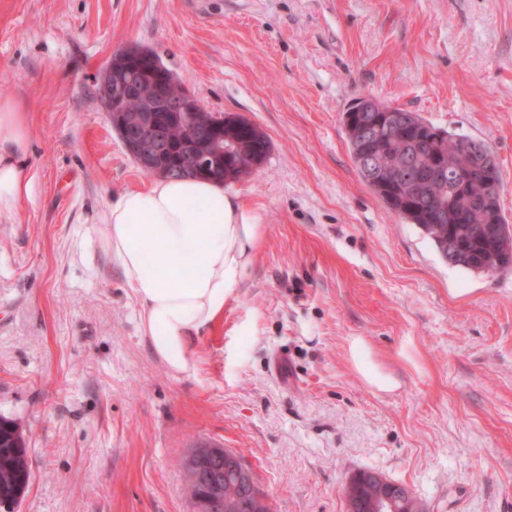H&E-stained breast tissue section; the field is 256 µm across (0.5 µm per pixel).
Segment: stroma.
<instances>
[{"label":"stroma","instance_id":"35a3bbf8","mask_svg":"<svg viewBox=\"0 0 512 512\" xmlns=\"http://www.w3.org/2000/svg\"><path fill=\"white\" fill-rule=\"evenodd\" d=\"M133 45L271 142L224 186L260 235L188 375L154 355L104 239L112 198L150 182L97 96ZM366 96L487 142L512 223V0H0V100L29 113L33 176L0 215L15 512H191L179 461L200 443L241 454L273 512H348L359 471L427 512H512V270L449 265L362 181L343 114ZM26 442L18 426L0 419V503L21 499L29 482Z\"/></svg>","mask_w":512,"mask_h":512}]
</instances>
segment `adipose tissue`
Instances as JSON below:
<instances>
[{
	"label": "adipose tissue",
	"instance_id": "adipose-tissue-1",
	"mask_svg": "<svg viewBox=\"0 0 512 512\" xmlns=\"http://www.w3.org/2000/svg\"><path fill=\"white\" fill-rule=\"evenodd\" d=\"M31 171L27 112L2 99L0 214L21 205ZM104 221L105 241L141 304L154 354L171 372H191L189 339L223 314L253 260L256 214L220 184L158 178L122 193Z\"/></svg>",
	"mask_w": 512,
	"mask_h": 512
}]
</instances>
